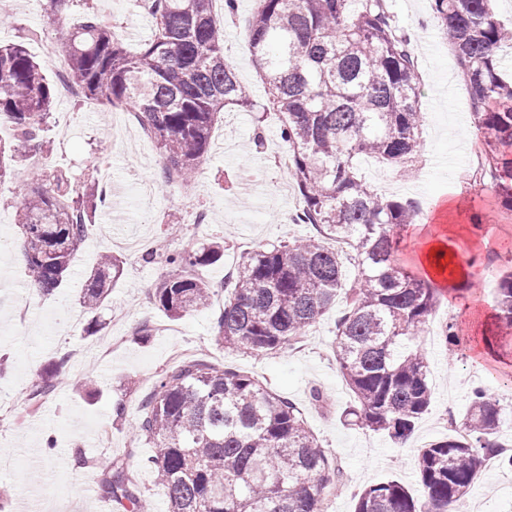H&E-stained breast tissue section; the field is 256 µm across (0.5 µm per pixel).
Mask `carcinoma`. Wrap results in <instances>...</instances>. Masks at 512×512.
<instances>
[{"label": "carcinoma", "mask_w": 512, "mask_h": 512, "mask_svg": "<svg viewBox=\"0 0 512 512\" xmlns=\"http://www.w3.org/2000/svg\"><path fill=\"white\" fill-rule=\"evenodd\" d=\"M212 2L144 0L154 27L134 52L91 13L57 43L80 95L136 112L163 150L167 182L198 170L225 107H253L224 56V27ZM256 2L246 36L268 103L283 117L300 221L314 225L317 236L240 257L224 279L219 342L256 357L276 354L343 296L332 349L355 397L347 415L355 426L403 442L431 404L418 336L440 289L430 274L397 258L400 231L415 220L416 206L372 190L355 160L371 155L406 167L417 155L421 92L410 38L388 0ZM431 7L467 84L487 184L512 212V79L503 76L497 54L512 44V28L497 17L493 0H431ZM54 101V84L25 45L0 44V124L22 142L35 141ZM106 204L95 187L81 191L61 171L32 173L17 224L37 292L51 295L61 286L86 238L89 214ZM223 255L218 243L167 255L171 271L153 292L158 309L180 319L207 307L213 291L199 269ZM346 259L356 268L350 279ZM121 275L120 260L101 257L81 306L98 310ZM496 305L498 336L512 331V275L501 280ZM62 366L41 373L32 395L51 391ZM503 424L499 402L487 388H474L467 436L441 437L418 453L423 498L386 480L358 492L354 512H455L488 458L512 466V456L486 439ZM137 429L154 443L148 464L166 491L168 512H324L341 481L301 410L237 369L194 360L164 372L142 404ZM101 469L108 494L128 512H145L123 460Z\"/></svg>", "instance_id": "obj_1"}]
</instances>
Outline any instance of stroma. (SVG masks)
I'll return each instance as SVG.
<instances>
[{"label": "stroma", "instance_id": "obj_1", "mask_svg": "<svg viewBox=\"0 0 512 512\" xmlns=\"http://www.w3.org/2000/svg\"><path fill=\"white\" fill-rule=\"evenodd\" d=\"M389 5L409 33L418 63L421 144L413 170L363 156L359 172L378 193L399 200L426 199L416 217L420 223L429 220L439 201L456 194L465 210L448 225L450 254L462 261L478 252H494L500 271H512V253L505 251L512 244V212L500 209L492 189L474 185L467 175L477 132L467 86L432 17L431 2L389 0ZM254 8L255 0H236L234 13L228 15L223 0L212 5L224 21V54L249 87L255 109L223 112L212 130L209 155L189 185L161 182L165 159L147 133H140L137 151L119 137L120 125L133 122L132 113L96 100L57 96L40 137L48 148L41 156L43 164L63 170L79 187L111 176L122 190L124 219L113 222L108 206L97 211L62 286L48 296L31 292L20 257L16 212L30 186L29 149L16 141L10 126H0V142L15 150L7 174L0 177V238L12 243L10 250L0 251V359L5 362L0 372V512H101L105 507L123 512L106 493L101 470L92 466L111 455L124 460L130 479L149 498L150 512H167L166 495L145 464L153 444L139 436L135 426L141 402L152 393L158 376L184 358L248 372L302 410L342 469L343 490L328 501L326 512H353L356 492L390 479L421 496L416 480L420 447L446 435L443 413L453 414L460 423L465 420L470 390L454 388L457 377L472 374L474 384L490 387L503 413L512 415V336L484 341L495 315V280L461 291L442 290L419 338L429 361L431 405L400 444L351 426L344 417L353 395L331 348L335 312L326 313L295 348L273 355L256 357L218 344L215 322L224 305V277L241 254L313 233L310 225L288 221L301 198L288 172L274 164L275 155L287 145L280 115L265 108V85L245 36ZM88 12L113 26L132 49L153 29L146 11L132 0L66 4L69 21ZM0 17L6 20L0 26V42L25 43L48 78H55L56 69L42 44L58 39L63 28L47 0H6ZM64 121L72 130L63 140L58 126ZM143 182L152 185L151 198L140 195ZM278 182L287 183V194L275 190ZM199 213L207 215V223H196ZM114 235L142 237L148 249L162 256L212 241L223 243V259L201 271L214 290L209 306L169 319L152 297L166 266L145 263L140 253L112 246ZM105 253L122 261L123 274L103 307L92 314L82 309L79 296ZM21 303L30 306L22 322L14 316ZM450 321L473 344L460 357L442 337ZM143 327L149 329L148 337H141ZM56 361L63 364L65 386L33 397L39 372ZM86 381L93 383V394L82 390ZM315 389L323 394V402L312 401ZM80 455L89 459V466L77 464ZM467 498L481 501L484 512H512V486L486 470Z\"/></svg>", "mask_w": 512, "mask_h": 512}]
</instances>
